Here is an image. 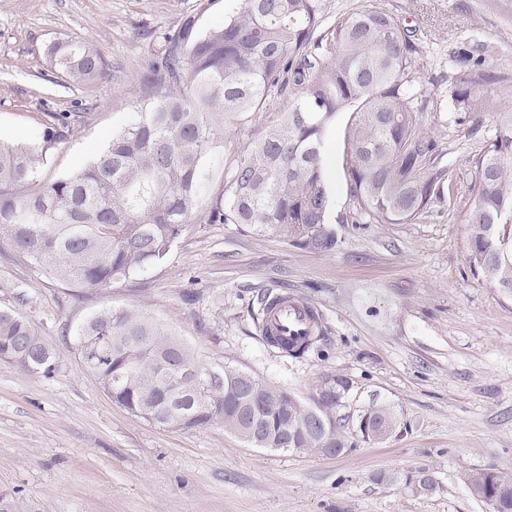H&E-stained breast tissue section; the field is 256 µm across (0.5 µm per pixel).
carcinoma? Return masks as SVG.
Listing matches in <instances>:
<instances>
[{
	"label": "carcinoma",
	"mask_w": 512,
	"mask_h": 512,
	"mask_svg": "<svg viewBox=\"0 0 512 512\" xmlns=\"http://www.w3.org/2000/svg\"><path fill=\"white\" fill-rule=\"evenodd\" d=\"M321 0H236L224 23L200 34L192 17L137 79L129 120L87 164L39 183L49 151L61 140L52 116L39 144L0 143V251L73 288L107 290L163 261L199 224H243L289 245L330 254L331 204L323 145L338 112H349L344 172L350 201L366 224H410L447 201L446 153L423 127L430 100L416 76L420 49L399 20L358 8L336 24L333 55L314 50ZM48 58L65 79L90 84L102 56L75 40L57 41ZM493 76L474 69L448 95L457 124L481 125L491 107ZM297 93L276 119L274 102ZM494 139L477 161L468 210L467 258L500 295L512 299V106L496 112ZM264 119L224 162V136ZM223 186L213 194L212 174ZM211 203L201 208V201ZM101 346L86 363L112 401L130 415L169 430L221 425L250 444L296 436L309 455L348 447L329 410L304 415L291 392L251 380L262 404L256 436L236 428L238 394L250 374L205 366L154 318L136 309L103 308L73 331L71 350ZM0 363L52 377L59 355L27 317L0 309ZM464 483L477 500L498 492L490 512H512V468H478ZM0 512H22L18 492L0 489Z\"/></svg>",
	"instance_id": "carcinoma-1"
}]
</instances>
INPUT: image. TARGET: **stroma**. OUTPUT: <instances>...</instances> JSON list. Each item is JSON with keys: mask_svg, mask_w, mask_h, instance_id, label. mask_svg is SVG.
Masks as SVG:
<instances>
[{"mask_svg": "<svg viewBox=\"0 0 512 512\" xmlns=\"http://www.w3.org/2000/svg\"><path fill=\"white\" fill-rule=\"evenodd\" d=\"M318 28L331 47L339 20L384 8L421 49L426 93L447 98L457 76L481 66L512 102V0H322ZM227 0H0V141L41 140L50 113L66 136L39 178L76 170L119 130L136 79L186 16L222 24ZM78 39L100 51L103 73L77 85L51 68L47 47ZM478 131L428 111L424 129L445 149L451 203L412 224L353 222L339 113L325 137L329 220L337 246L320 254L241 224H204L169 257L111 289H70L0 255V308L16 309L60 354L46 378L0 363V489L25 512H489L464 484L469 469L512 467V300L467 261L464 215L476 161L496 115ZM288 293L322 316L314 348L294 358L271 346L257 299ZM134 308L173 331L201 363L224 364L316 406L319 384L351 382L333 413L350 448L335 456L256 448L214 425L173 432L113 404L72 352L70 326L101 306ZM390 407L386 439H364L362 415ZM428 470L419 495L378 481Z\"/></svg>", "mask_w": 512, "mask_h": 512, "instance_id": "35a3bbf8", "label": "stroma"}]
</instances>
